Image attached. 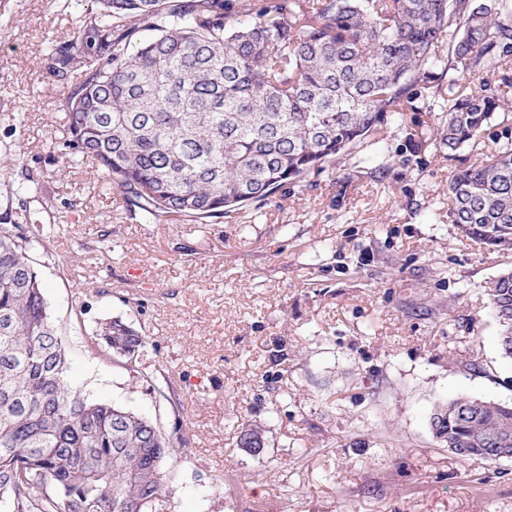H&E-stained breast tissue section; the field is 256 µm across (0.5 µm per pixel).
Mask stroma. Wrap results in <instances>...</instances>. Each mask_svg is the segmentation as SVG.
I'll return each mask as SVG.
<instances>
[{
  "label": "stroma",
  "mask_w": 512,
  "mask_h": 512,
  "mask_svg": "<svg viewBox=\"0 0 512 512\" xmlns=\"http://www.w3.org/2000/svg\"><path fill=\"white\" fill-rule=\"evenodd\" d=\"M78 23L59 0H0V224L57 226L56 256L34 258L69 380L176 443L167 512H512V461L459 458L430 424L456 397L512 402L485 292L512 251L448 217L450 177L512 139V61L485 75L506 101L478 143L437 150L435 98L459 93L444 80L262 202L149 222L102 172L62 166L47 54ZM113 318L148 342L136 370L85 343ZM248 425L261 451L240 447Z\"/></svg>",
  "instance_id": "35a3bbf8"
}]
</instances>
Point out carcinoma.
<instances>
[{"label": "carcinoma", "instance_id": "obj_1", "mask_svg": "<svg viewBox=\"0 0 512 512\" xmlns=\"http://www.w3.org/2000/svg\"><path fill=\"white\" fill-rule=\"evenodd\" d=\"M63 2L79 26L48 63L70 88L61 159L97 164L126 209L155 220L221 218L323 170L401 116L438 65L469 84L441 105L439 146L455 151L500 108L478 80L512 52V0ZM448 200L465 235L512 250V141L455 173ZM25 220L0 224V512H166L173 442L71 385L31 257L51 236ZM487 294L512 358V268ZM88 342L130 363L146 346L118 318ZM431 426L463 459L512 448V404L459 397ZM239 443L260 450L262 431L241 430Z\"/></svg>", "mask_w": 512, "mask_h": 512}]
</instances>
